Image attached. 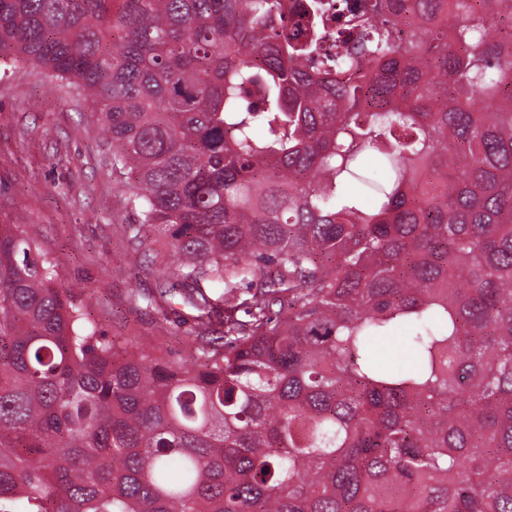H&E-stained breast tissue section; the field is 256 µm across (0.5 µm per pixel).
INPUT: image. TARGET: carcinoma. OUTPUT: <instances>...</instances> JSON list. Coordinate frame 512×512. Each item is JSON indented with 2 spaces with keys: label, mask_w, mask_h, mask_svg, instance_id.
Returning a JSON list of instances; mask_svg holds the SVG:
<instances>
[{
  "label": "carcinoma",
  "mask_w": 512,
  "mask_h": 512,
  "mask_svg": "<svg viewBox=\"0 0 512 512\" xmlns=\"http://www.w3.org/2000/svg\"><path fill=\"white\" fill-rule=\"evenodd\" d=\"M19 60L196 334L105 336L0 224V512H512V0H0Z\"/></svg>",
  "instance_id": "cac0c4a2"
}]
</instances>
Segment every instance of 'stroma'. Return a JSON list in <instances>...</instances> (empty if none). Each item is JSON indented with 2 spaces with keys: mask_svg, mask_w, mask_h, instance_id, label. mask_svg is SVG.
Masks as SVG:
<instances>
[{
  "mask_svg": "<svg viewBox=\"0 0 512 512\" xmlns=\"http://www.w3.org/2000/svg\"><path fill=\"white\" fill-rule=\"evenodd\" d=\"M95 112L60 79L16 62L0 74V224L24 225L54 259L58 280L92 288L106 336L188 357L193 320L131 304L153 287L146 266L112 227L137 220L113 170Z\"/></svg>",
  "mask_w": 512,
  "mask_h": 512,
  "instance_id": "35a3bbf8",
  "label": "stroma"
}]
</instances>
